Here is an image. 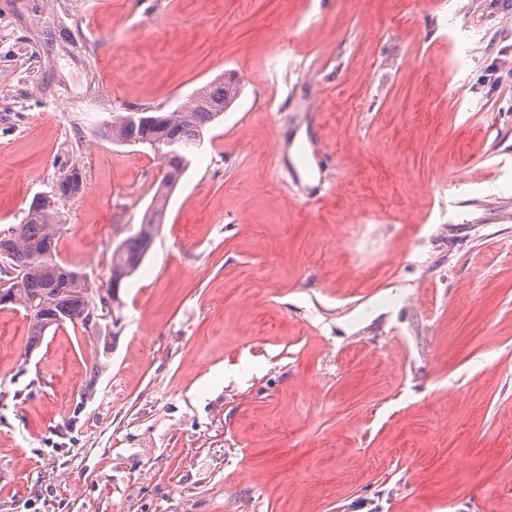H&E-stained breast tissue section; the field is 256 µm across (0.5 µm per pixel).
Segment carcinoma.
<instances>
[{
	"instance_id": "obj_1",
	"label": "carcinoma",
	"mask_w": 512,
	"mask_h": 512,
	"mask_svg": "<svg viewBox=\"0 0 512 512\" xmlns=\"http://www.w3.org/2000/svg\"><path fill=\"white\" fill-rule=\"evenodd\" d=\"M238 95L233 80H213L197 89L172 112L158 109L147 122L127 120L120 115L104 135L116 142L154 149L174 145L169 171L176 175L192 164L195 149L205 134ZM65 180L49 196L35 200L21 223L0 233V305L21 308L28 318V345L33 349L46 332L65 326L85 327L100 312L111 310L122 282L133 275L144 261L163 223L170 193L160 187L152 197L140 228L117 243L112 250L110 278L101 293L80 270L58 260L57 244L61 228L58 203L76 196L84 186L85 173L75 165L61 166Z\"/></svg>"
}]
</instances>
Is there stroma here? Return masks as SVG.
<instances>
[{"instance_id":"1","label":"stroma","mask_w":512,"mask_h":512,"mask_svg":"<svg viewBox=\"0 0 512 512\" xmlns=\"http://www.w3.org/2000/svg\"><path fill=\"white\" fill-rule=\"evenodd\" d=\"M512 0H0V232L67 159L105 286L160 164L99 134L236 76L97 323L0 306V512H512Z\"/></svg>"}]
</instances>
